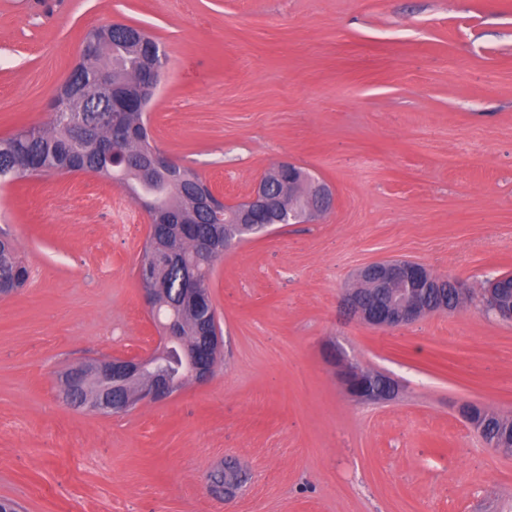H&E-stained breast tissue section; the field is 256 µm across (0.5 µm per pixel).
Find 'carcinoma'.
<instances>
[{
	"label": "carcinoma",
	"instance_id": "1",
	"mask_svg": "<svg viewBox=\"0 0 512 512\" xmlns=\"http://www.w3.org/2000/svg\"><path fill=\"white\" fill-rule=\"evenodd\" d=\"M144 50L127 43L122 36L112 35L110 25L90 29L81 48L80 59L69 75V81L54 93L50 107L67 100L74 111L52 112L49 124L23 126L0 137V182L21 180L45 174L94 173L128 191L145 209L155 206V222L142 248L139 279L144 288L158 289L161 300L181 304L177 310L180 330L188 344H197L202 325L216 324L213 307L180 299L184 287L183 263L195 258L197 239L224 232H235L237 225L217 228L205 222L200 210V197L217 202L214 191L194 169L186 166L157 169L150 177L142 174V160L155 148L151 144L147 109L151 99L140 92V75ZM112 67V83L128 97L126 111L117 113L127 137L123 150L129 164L112 165L104 147L112 130L98 109L109 103V88L99 82V72ZM88 112L80 111L82 107ZM224 257L218 244L199 264L200 285L209 287L215 265ZM28 278L27 267L15 242L0 238V293L7 295L23 287ZM74 367L63 373L64 400L75 402L84 396L73 381ZM483 437L494 448L508 443L512 437V419L491 413L486 416Z\"/></svg>",
	"mask_w": 512,
	"mask_h": 512
}]
</instances>
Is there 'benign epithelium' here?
I'll list each match as a JSON object with an SVG mask.
<instances>
[{
  "mask_svg": "<svg viewBox=\"0 0 512 512\" xmlns=\"http://www.w3.org/2000/svg\"><path fill=\"white\" fill-rule=\"evenodd\" d=\"M335 206V194L331 188L315 185L307 194L302 207L285 206L283 197L269 192L267 183L259 181L249 198L240 206L241 231L254 236L268 232L270 224H304L311 219L329 213ZM271 218V222L260 224L256 217ZM501 276L489 281L482 288L478 302L483 311L494 317L512 321V299L508 298L507 280ZM455 290L463 300L471 296L468 285L450 278H439L431 274L424 265L411 261H376L364 266L358 273L357 283L347 289L343 305L361 323L376 328H393L408 324L420 317L439 310H453V307L437 305L426 301L425 292L435 291L441 295L447 289ZM205 349L216 355L222 348L219 331L202 330ZM179 349L183 361L190 365L192 381L203 384L213 376V366L209 361L200 360V353L183 343L177 321L165 324L155 348L141 356H114L107 360L91 363L82 368L77 381L92 379L101 389L117 390L128 381L142 375L150 367L159 363L166 355ZM331 363L337 370L338 378L347 394L357 401L380 402L390 399L396 392L395 383L388 377L374 373L362 365L346 359L336 352ZM175 386L164 375L153 377L152 387L142 390L135 400L123 397L112 402H102L94 409L102 414H125L144 402H160L174 395ZM461 416L477 431H482L483 413L477 405L465 404L460 407Z\"/></svg>",
  "mask_w": 512,
  "mask_h": 512,
  "instance_id": "obj_1",
  "label": "benign epithelium"
}]
</instances>
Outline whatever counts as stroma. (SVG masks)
Instances as JSON below:
<instances>
[{
	"label": "stroma",
	"instance_id": "35a3bbf8",
	"mask_svg": "<svg viewBox=\"0 0 512 512\" xmlns=\"http://www.w3.org/2000/svg\"><path fill=\"white\" fill-rule=\"evenodd\" d=\"M166 54L153 146L225 203L293 162L336 204L225 252L209 382L126 415L60 399L70 365L149 352L144 208L91 173L0 184L29 269L0 297V498L24 512H512V452L460 415L512 418V322L477 305L394 328L349 315L367 264L473 290L512 272V0H0V137L49 122L92 27ZM395 382L353 401L331 349ZM243 466L233 500L207 491Z\"/></svg>",
	"mask_w": 512,
	"mask_h": 512
}]
</instances>
